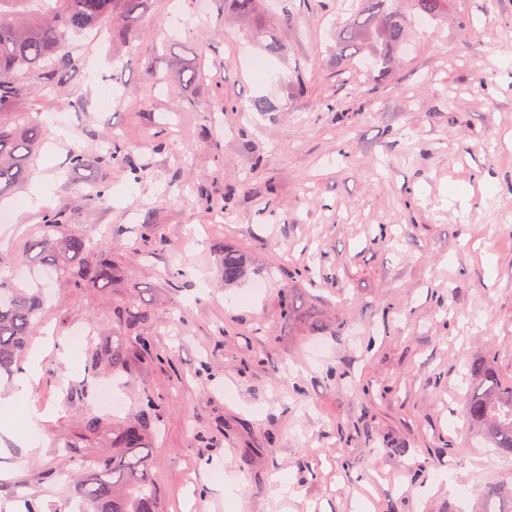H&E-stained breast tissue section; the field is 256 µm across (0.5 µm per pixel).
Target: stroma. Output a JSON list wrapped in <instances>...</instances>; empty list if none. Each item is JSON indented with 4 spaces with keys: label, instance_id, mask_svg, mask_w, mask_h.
I'll return each instance as SVG.
<instances>
[{
    "label": "stroma",
    "instance_id": "stroma-1",
    "mask_svg": "<svg viewBox=\"0 0 512 512\" xmlns=\"http://www.w3.org/2000/svg\"><path fill=\"white\" fill-rule=\"evenodd\" d=\"M350 3L261 0L240 15L209 0L199 15L194 0H143L136 38L77 39L74 68L15 104L63 117L68 135L50 134L31 178L48 191L0 223V250L22 251L58 212L119 273L106 289L42 281L53 300L23 408L46 417L26 437L0 380V512H69L65 442L86 417H138L147 394L158 512H457L512 477V455L464 419L469 365L512 379V0H448L414 23L389 73L369 76L336 65L332 25ZM190 67L202 80L183 82ZM300 78L309 96L295 94ZM109 136L127 156L104 169ZM105 179L109 195L89 199ZM200 188L232 189L227 209H205ZM144 225L163 246L129 234ZM228 248L248 263L230 287ZM315 264V283L274 271ZM131 306L144 324L120 321ZM93 323L123 337L118 374L91 377L90 342L57 355ZM105 384L120 387L119 412L100 403ZM228 482L243 487L232 504Z\"/></svg>",
    "mask_w": 512,
    "mask_h": 512
}]
</instances>
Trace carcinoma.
Instances as JSON below:
<instances>
[{
	"instance_id": "obj_1",
	"label": "carcinoma",
	"mask_w": 512,
	"mask_h": 512,
	"mask_svg": "<svg viewBox=\"0 0 512 512\" xmlns=\"http://www.w3.org/2000/svg\"><path fill=\"white\" fill-rule=\"evenodd\" d=\"M143 0H0V198L18 189L32 174L31 158L48 134L39 121L13 111L17 100L36 88L54 83L74 65L71 43L78 36L107 34L109 23L122 22L123 35L137 31ZM446 0H359L350 16L336 22V61L369 73H383L402 49L414 17L434 19ZM124 145L113 139L100 161L123 160ZM25 260L30 269L47 266L82 288L90 282L109 288L117 274L110 260H101L89 234L74 233L57 213L46 215L42 231L29 235L22 256L0 251V270ZM224 284L245 277L246 260L238 250H224ZM46 303L42 288H21L0 275V376L21 368L30 336L34 335ZM125 349L115 340L97 349L104 364L123 368ZM467 423L493 447L512 454V382L498 379L490 363L469 369ZM145 413L112 427L95 417L84 420L87 434L100 439L96 450L84 438L68 440L65 454L79 465L84 478L76 488L80 512H156L154 484L147 454L154 398L145 396ZM479 512H512V479L490 482L482 491Z\"/></svg>"
}]
</instances>
